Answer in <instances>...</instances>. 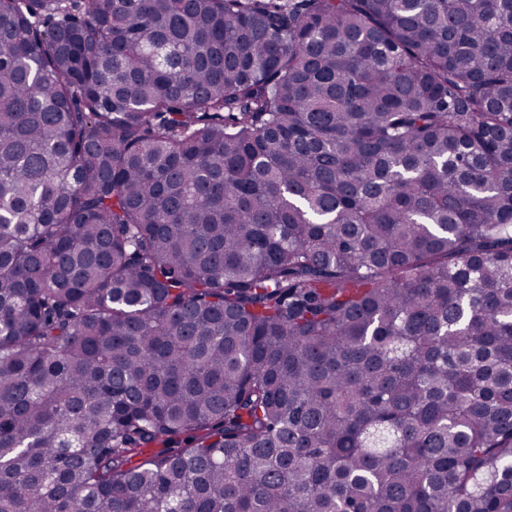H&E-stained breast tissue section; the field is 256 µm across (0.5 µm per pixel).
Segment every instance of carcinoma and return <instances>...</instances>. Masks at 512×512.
I'll list each match as a JSON object with an SVG mask.
<instances>
[{
    "instance_id": "obj_1",
    "label": "carcinoma",
    "mask_w": 512,
    "mask_h": 512,
    "mask_svg": "<svg viewBox=\"0 0 512 512\" xmlns=\"http://www.w3.org/2000/svg\"><path fill=\"white\" fill-rule=\"evenodd\" d=\"M0 512H512V0H0Z\"/></svg>"
}]
</instances>
